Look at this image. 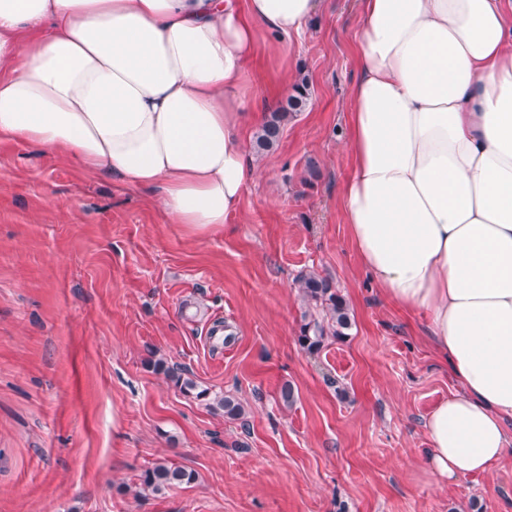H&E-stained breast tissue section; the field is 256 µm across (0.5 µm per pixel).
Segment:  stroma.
Returning a JSON list of instances; mask_svg holds the SVG:
<instances>
[{
    "label": "stroma",
    "mask_w": 512,
    "mask_h": 512,
    "mask_svg": "<svg viewBox=\"0 0 512 512\" xmlns=\"http://www.w3.org/2000/svg\"><path fill=\"white\" fill-rule=\"evenodd\" d=\"M359 26L355 0H321L287 54L261 58L254 84L288 73L310 98L272 150L248 149L264 174L215 228L167 223L158 190L0 141V512H512V456L444 487L427 475L423 423L456 382L342 222ZM309 272L353 322L313 354L296 340ZM227 395L245 421L213 407ZM162 459L195 481L142 489ZM154 366L158 371H163L166 373L167 376L170 377L171 380L174 381L175 384L179 386L184 393L193 394L198 399L206 398L208 396L209 393L206 389L198 390V385L196 382L190 377H184V373H179L173 368L170 369L166 367L162 361L156 362Z\"/></svg>",
    "instance_id": "stroma-1"
}]
</instances>
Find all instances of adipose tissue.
<instances>
[{"label": "adipose tissue", "instance_id": "1", "mask_svg": "<svg viewBox=\"0 0 512 512\" xmlns=\"http://www.w3.org/2000/svg\"><path fill=\"white\" fill-rule=\"evenodd\" d=\"M343 222L388 301L424 316L456 391L429 412L445 485L512 454V0H360ZM316 0H0V138L157 186L169 223L236 213L259 30Z\"/></svg>", "mask_w": 512, "mask_h": 512}]
</instances>
